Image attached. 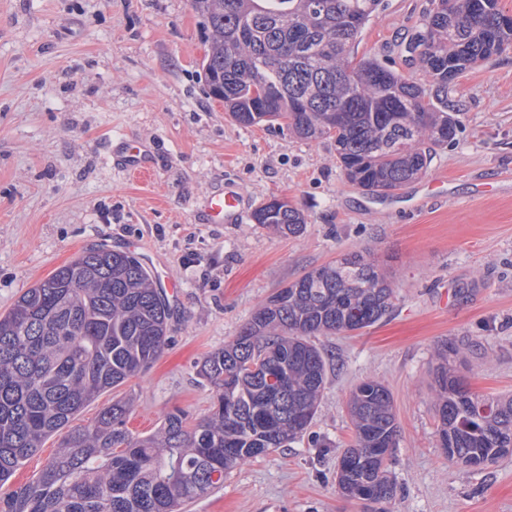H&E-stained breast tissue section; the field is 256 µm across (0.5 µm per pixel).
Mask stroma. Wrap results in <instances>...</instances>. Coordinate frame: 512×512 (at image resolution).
<instances>
[{
	"instance_id": "1",
	"label": "stroma",
	"mask_w": 512,
	"mask_h": 512,
	"mask_svg": "<svg viewBox=\"0 0 512 512\" xmlns=\"http://www.w3.org/2000/svg\"><path fill=\"white\" fill-rule=\"evenodd\" d=\"M431 0H386L355 51L403 69V46ZM206 44L190 0H0V314L27 288L98 244L134 252L179 286L169 342L144 374L75 419L132 401L128 428L158 429L179 408L207 414L198 374L278 289L361 251L392 280L390 315L316 337L330 369L314 421L288 447L235 469L188 512H366L336 484L351 440V389L382 382L400 426L387 512H512V456L482 469L449 462L436 435L435 351L466 344L474 391L512 396V50L448 86L456 137L420 178L385 198L347 181L330 142L244 127L205 90ZM143 141L155 176L117 164ZM233 184L238 223L211 224L205 201ZM285 198L308 218L283 237L253 213Z\"/></svg>"
}]
</instances>
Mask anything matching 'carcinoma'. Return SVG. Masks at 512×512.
<instances>
[{"instance_id":"carcinoma-1","label":"carcinoma","mask_w":512,"mask_h":512,"mask_svg":"<svg viewBox=\"0 0 512 512\" xmlns=\"http://www.w3.org/2000/svg\"><path fill=\"white\" fill-rule=\"evenodd\" d=\"M208 43V94L240 125L276 124L329 141L336 162L365 193L386 197L424 174L455 139L448 84L512 49L500 0H434L405 44L435 87L375 58L355 56L384 0H191ZM254 221L298 236L296 204L272 198ZM395 297L377 264L355 251L279 289L233 341L207 354L200 376L214 389L210 413L175 409L149 434L127 427L128 402L70 423L99 395L146 371L168 344L171 307L139 257L91 247L27 289L0 314V487L46 440L70 430L31 481L0 495V512H182L224 486L231 472L288 447L312 425L329 362L317 335L355 332L387 315ZM452 342L436 351V434L448 459L487 466L512 454V398L467 388ZM353 436L338 460L342 494L385 512L396 495L389 462L400 429L389 389L352 391Z\"/></svg>"}]
</instances>
